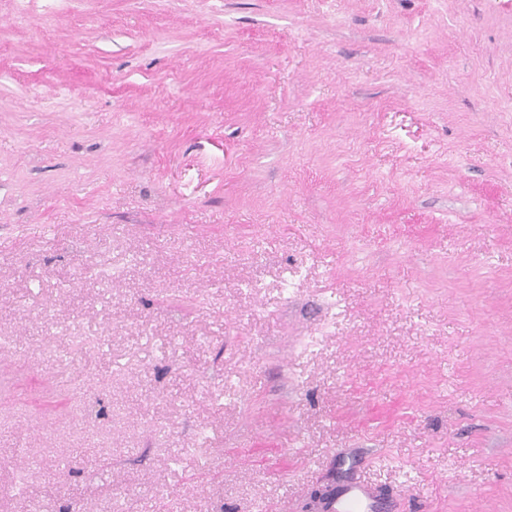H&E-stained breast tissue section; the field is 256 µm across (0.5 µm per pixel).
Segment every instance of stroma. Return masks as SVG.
Listing matches in <instances>:
<instances>
[{"mask_svg":"<svg viewBox=\"0 0 512 512\" xmlns=\"http://www.w3.org/2000/svg\"><path fill=\"white\" fill-rule=\"evenodd\" d=\"M350 467L512 512V0H0V512Z\"/></svg>","mask_w":512,"mask_h":512,"instance_id":"stroma-1","label":"stroma"}]
</instances>
